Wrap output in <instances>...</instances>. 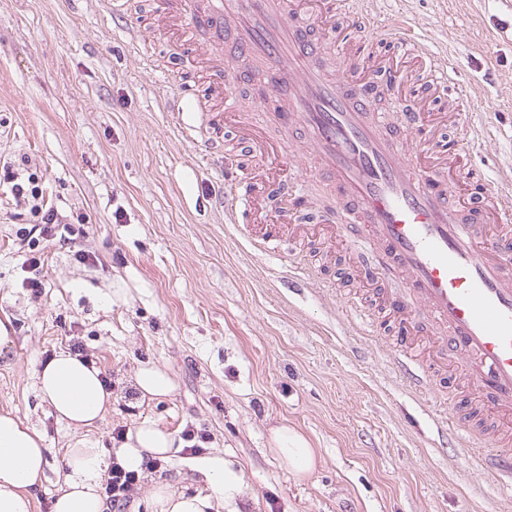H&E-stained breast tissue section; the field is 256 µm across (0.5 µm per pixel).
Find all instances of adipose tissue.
I'll return each instance as SVG.
<instances>
[{"instance_id":"ef3b65f1","label":"adipose tissue","mask_w":512,"mask_h":512,"mask_svg":"<svg viewBox=\"0 0 512 512\" xmlns=\"http://www.w3.org/2000/svg\"><path fill=\"white\" fill-rule=\"evenodd\" d=\"M41 399L57 419L81 429L101 420L112 404V392L93 363L58 352L36 371ZM274 451L293 473L308 474L315 466V452L296 430L273 429ZM183 442L175 433L144 422L128 431L115 450L117 461L128 470L142 471L145 458L167 460L176 456ZM106 452L101 448H70L65 453L63 480L53 498L51 512H110L101 488ZM47 460L43 433L10 411L0 412V512H34ZM210 491L188 493L174 483L160 480L152 491L154 512H218L224 499L238 491L240 476L226 467L223 457L199 460Z\"/></svg>"}]
</instances>
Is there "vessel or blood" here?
Wrapping results in <instances>:
<instances>
[{
	"label": "vessel or blood",
	"mask_w": 512,
	"mask_h": 512,
	"mask_svg": "<svg viewBox=\"0 0 512 512\" xmlns=\"http://www.w3.org/2000/svg\"><path fill=\"white\" fill-rule=\"evenodd\" d=\"M155 13L191 46L207 95L238 114L231 141L209 140L224 193L226 223L240 212L266 215L302 235L307 223L358 243L371 264L367 281L396 280L388 301L407 341L396 357L402 381L423 387L436 368L458 377L464 397L451 423L475 448L474 469L512 494V181L481 186L466 205L448 202V175L463 163L479 131L438 145L441 128L455 126L456 110L430 113V96L388 116L374 111L375 83L399 78L387 58L365 63L361 42L348 36L337 56L328 35L341 26L331 0H154ZM351 15L366 27L393 34L410 59L423 63L434 92L453 82L438 49L401 29L379 24L364 0ZM262 69L274 81L284 111L245 107L224 83ZM312 154L350 215H298L291 185L280 176L253 183L250 174L223 167L225 152L244 149L259 161L291 160L294 146Z\"/></svg>",
	"instance_id": "vessel-or-blood-1"
}]
</instances>
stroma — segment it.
Wrapping results in <instances>:
<instances>
[{
	"label": "stroma",
	"mask_w": 512,
	"mask_h": 512,
	"mask_svg": "<svg viewBox=\"0 0 512 512\" xmlns=\"http://www.w3.org/2000/svg\"><path fill=\"white\" fill-rule=\"evenodd\" d=\"M388 2L380 20L403 17L447 50L468 87L463 121L487 131L452 202L475 175L491 185L512 176V0ZM149 14V0H0V166L38 178L87 256L40 238L44 263L29 269L30 207L0 184V319L13 329L0 353V411L34 424L50 450L36 512H50L65 449L117 447V431L145 421L208 438L198 455L143 471L123 512H152L155 481H179L209 455L242 479L223 512H512V498L442 431L438 413L460 386L436 376L417 396L396 381L388 311L376 334L351 330L345 301L378 298L353 278L356 253L304 236L288 261L256 249L251 225L209 208L221 184L200 154L224 132V115L190 110L191 136L176 130L164 101L177 88L193 93L200 76L181 67L184 46ZM297 261L311 276L295 295L284 284ZM33 276L41 292L26 288ZM75 344L112 390L104 418L79 432L35 386L37 368ZM150 365L174 390L146 402L135 377ZM280 425L316 452L305 478L272 450Z\"/></svg>",
	"instance_id": "35a3bbf8"
}]
</instances>
